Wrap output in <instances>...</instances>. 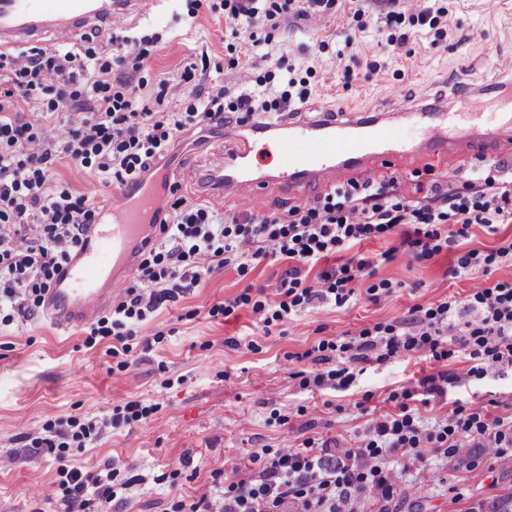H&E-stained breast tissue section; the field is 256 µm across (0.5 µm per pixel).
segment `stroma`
<instances>
[{"mask_svg":"<svg viewBox=\"0 0 512 512\" xmlns=\"http://www.w3.org/2000/svg\"><path fill=\"white\" fill-rule=\"evenodd\" d=\"M301 5L256 0V17L233 28L224 0H150L92 44L78 36L70 45L91 46L111 65L112 84L131 80L139 108L195 113L154 169L165 173L175 196L229 219L282 218L297 204L261 192L247 201L195 194L213 149L225 135H246L252 127L233 110L239 81L256 91L289 92L297 120L347 105L389 115L407 100L512 81V0H323L321 12L306 16ZM141 40L147 55L136 65L128 45ZM219 87L232 121L215 128L201 112L204 92ZM379 176L395 179L396 194L412 202L435 183L463 196L486 177L512 188V149L408 167L390 160ZM47 183L75 195L97 186L95 208L110 205L115 188L95 163L68 157L50 167ZM396 243L379 235L357 244L379 264L375 276L355 281L345 306L296 307L278 321L271 315L287 261L231 262L137 322L136 336L121 351L90 325L63 330L43 309L23 318L0 307V512H65V472L72 468L112 471L111 503L90 500L85 512H190L203 499L219 512L226 482L250 479L276 452L330 438L344 448L364 446L375 420L403 406L425 434L437 433L458 408L511 419L512 367L489 363L471 372L450 336L441 338L449 356L438 361L424 352L383 358L372 351L352 364L346 348L359 343L362 330L424 318L446 301L462 307L486 285L512 284L511 255L488 270L477 264L450 272L460 255L512 244V223L493 233L472 225L453 250L427 261ZM390 248L393 259L380 261ZM383 279L388 287H380ZM257 301L265 305L258 313ZM346 365L355 375L349 389L329 380L314 385L315 374ZM443 373L452 376L444 395L429 396V379ZM131 400L139 403L133 413L125 409ZM115 416L119 427L97 435ZM55 430L65 431L64 445H42ZM424 454L425 467L386 468L387 484L362 494L365 512H465L512 488V447L471 449L464 464L430 448Z\"/></svg>","mask_w":512,"mask_h":512,"instance_id":"obj_1","label":"stroma"}]
</instances>
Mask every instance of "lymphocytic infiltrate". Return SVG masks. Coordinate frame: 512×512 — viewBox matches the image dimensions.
I'll use <instances>...</instances> for the list:
<instances>
[{
	"instance_id": "1",
	"label": "lymphocytic infiltrate",
	"mask_w": 512,
	"mask_h": 512,
	"mask_svg": "<svg viewBox=\"0 0 512 512\" xmlns=\"http://www.w3.org/2000/svg\"><path fill=\"white\" fill-rule=\"evenodd\" d=\"M87 70V64L78 62L69 50L36 51L19 63H0V141L5 144L0 150V301L22 317L31 309L21 291L44 303L92 224L86 196L49 190V167L62 155L93 157L98 170L112 175L118 184H135L150 171L162 144L184 127L173 116L137 110L133 89L105 95L107 66H100L101 77L94 81L86 80ZM40 94L49 95V111L79 109L83 118L65 141L47 137L41 151L28 153L24 147L36 133L24 117L25 107ZM394 188L391 181L365 183L336 190L314 205L294 207L283 220L249 216L230 224L211 223L206 210H192L176 201L172 223L160 226L168 264L157 269L141 262L139 278L149 290H128L126 299L114 308L116 340L133 335L129 320L144 318L174 297L178 266L190 252L206 256L215 270L235 258L289 260L281 282L285 299L279 304L288 314L294 307L315 302L345 305L356 276L374 275L369 259L351 257L322 272L314 286L304 284L299 268L349 250L364 239L396 230L414 258L429 259L466 236L471 225L490 229L512 220V188L500 189L488 179L468 198L431 186L424 205L411 204ZM451 219L457 221V229L441 232V224ZM453 323L460 326L456 342L471 361L512 366V287L503 283L474 293L465 308L442 303L420 320L418 330L384 327L380 337L358 344L351 359L363 360L366 352L377 348L390 355L400 350L437 351L445 326ZM373 433L362 448L326 441L318 448L276 453L249 482L228 485L221 512H281L292 499L304 512H359L364 487L382 481L388 459L418 467L426 461L423 439L410 412L379 418ZM486 442L498 448L512 444V426L473 411L455 413L435 435L433 445L460 458L468 455L470 447ZM66 477L68 512H81L90 495L111 501L109 476L73 468Z\"/></svg>"
}]
</instances>
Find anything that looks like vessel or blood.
I'll return each instance as SVG.
<instances>
[{
	"label": "vessel or blood",
	"mask_w": 512,
	"mask_h": 512,
	"mask_svg": "<svg viewBox=\"0 0 512 512\" xmlns=\"http://www.w3.org/2000/svg\"><path fill=\"white\" fill-rule=\"evenodd\" d=\"M147 0H0V44L20 45L54 34L72 39L92 29L111 27L117 17L142 11ZM403 122L361 113L289 123V133L276 142L293 150L288 168L253 174L247 162L255 155L257 137L237 136L231 148L216 153L212 179L195 182L198 192L224 197H251L257 189L302 199L314 184L354 173L369 176L386 158L400 162L421 158L462 159L478 149L512 144V87L491 91L459 87L448 103L407 101ZM416 128L418 137L404 134ZM165 209V197L142 184L118 188L107 210L109 220L92 225L84 247L66 266L58 288L45 304L52 323L61 329L93 320L131 268L134 246L149 238L150 219Z\"/></svg>",
	"instance_id": "b4317fda"
}]
</instances>
